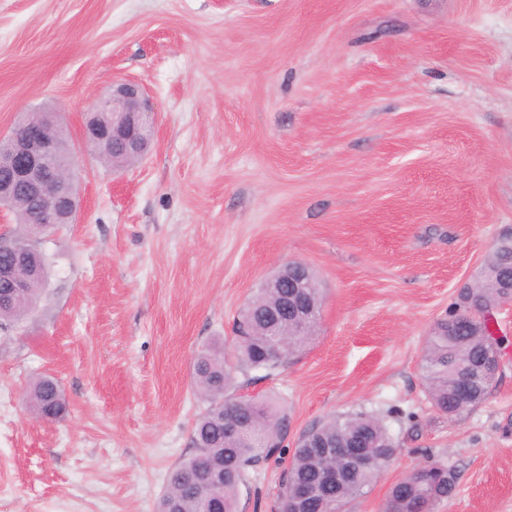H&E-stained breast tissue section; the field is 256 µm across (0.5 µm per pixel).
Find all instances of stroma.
<instances>
[{
    "label": "stroma",
    "mask_w": 512,
    "mask_h": 512,
    "mask_svg": "<svg viewBox=\"0 0 512 512\" xmlns=\"http://www.w3.org/2000/svg\"><path fill=\"white\" fill-rule=\"evenodd\" d=\"M117 79L142 83L152 148L112 173L78 148L82 207L41 245L44 293L0 330V512H155L194 448L195 353L263 278L302 261L323 289L312 342L238 374L272 400L286 454L238 512H275L301 434L384 417L393 465L342 512H382L435 461L434 512H512V315L486 400L434 409L425 339L512 232V0H0V134L58 112L73 140ZM54 376L68 402L26 406ZM27 401L36 416L53 422L61 419L67 411V402L59 382L52 376H40L31 382Z\"/></svg>",
    "instance_id": "1"
}]
</instances>
